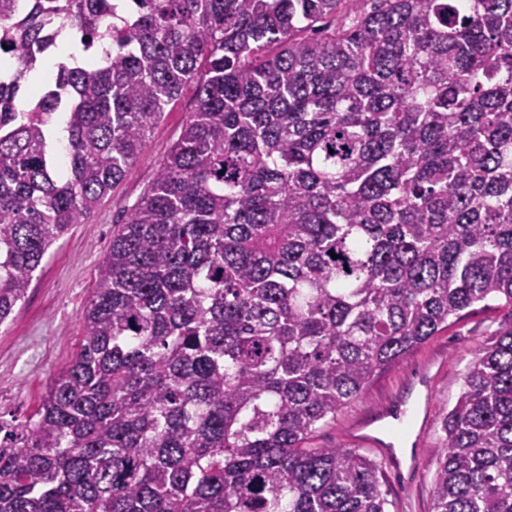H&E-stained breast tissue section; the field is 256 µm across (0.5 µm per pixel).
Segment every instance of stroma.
I'll use <instances>...</instances> for the list:
<instances>
[{"label":"stroma","instance_id":"stroma-1","mask_svg":"<svg viewBox=\"0 0 512 512\" xmlns=\"http://www.w3.org/2000/svg\"><path fill=\"white\" fill-rule=\"evenodd\" d=\"M193 107L194 89L189 86L152 128L131 174L103 200L95 216L73 225L54 244L26 302L0 326V415L5 419L24 422L38 408L52 378L74 358L82 334L80 315L112 244V227L142 196ZM511 317L494 302L473 305L460 320L382 372L338 412L334 424L315 434L313 446L351 447L354 423L376 418L384 409L404 404L409 395L420 394L421 376L432 372L431 427L412 445L420 476L408 482L382 468L381 490L388 512H433L443 416L454 405L475 354Z\"/></svg>","mask_w":512,"mask_h":512}]
</instances>
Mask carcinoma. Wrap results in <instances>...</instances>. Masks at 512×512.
<instances>
[{
  "mask_svg": "<svg viewBox=\"0 0 512 512\" xmlns=\"http://www.w3.org/2000/svg\"><path fill=\"white\" fill-rule=\"evenodd\" d=\"M360 2L0 0V325L195 86L77 356L0 416V512H387L375 461L310 441L487 301L434 512H512V0Z\"/></svg>",
  "mask_w": 512,
  "mask_h": 512,
  "instance_id": "obj_1",
  "label": "carcinoma"
}]
</instances>
